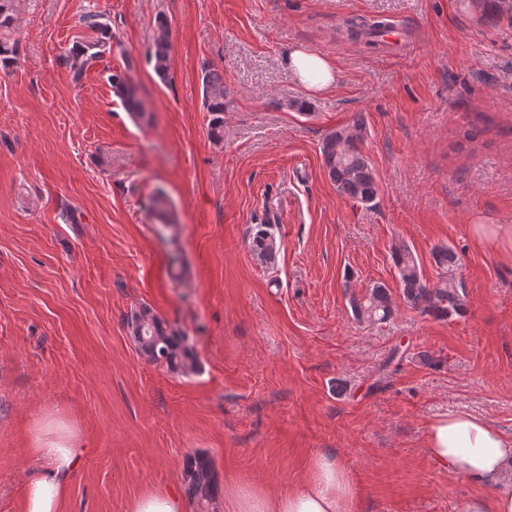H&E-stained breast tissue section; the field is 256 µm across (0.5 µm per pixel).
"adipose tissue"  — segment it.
Returning <instances> with one entry per match:
<instances>
[{
    "label": "adipose tissue",
    "mask_w": 512,
    "mask_h": 512,
    "mask_svg": "<svg viewBox=\"0 0 512 512\" xmlns=\"http://www.w3.org/2000/svg\"><path fill=\"white\" fill-rule=\"evenodd\" d=\"M295 77L319 92L336 80V67L327 57L301 48L288 52ZM425 448L439 470L478 485V493L463 500L461 512H512V437L486 418L451 412L432 419ZM88 453L64 423L44 421L34 441L36 473L24 489V512H60L68 478ZM357 485L338 458L317 456L309 475L297 484L270 494L230 479L224 483L227 512H355Z\"/></svg>",
    "instance_id": "1"
}]
</instances>
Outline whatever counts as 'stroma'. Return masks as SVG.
Segmentation results:
<instances>
[{"label": "stroma", "mask_w": 512, "mask_h": 512, "mask_svg": "<svg viewBox=\"0 0 512 512\" xmlns=\"http://www.w3.org/2000/svg\"><path fill=\"white\" fill-rule=\"evenodd\" d=\"M112 49L73 82L74 48ZM168 22L171 70L147 62ZM393 20L370 48L349 21ZM17 55L0 67V512H23L33 419L77 426L89 453L62 512H128L150 487L182 490L187 457L277 492L337 456L361 512H459L473 486L436 469L425 429L453 411L512 436V257L478 246V221L512 225V22L463 0H22ZM331 58L308 91L289 48ZM129 76L146 116L111 82ZM223 71L212 134L201 70ZM306 102L308 114L292 109ZM362 119L374 205L338 194L321 143ZM174 223H152L156 191ZM255 224L275 255L257 258ZM453 248L466 312L407 305L391 258ZM387 286L383 324L350 300ZM149 310L197 359L182 375L142 356L128 327ZM103 18V14L92 12L86 14L82 18L83 23L89 29L100 32L103 35V38L102 40L89 43L73 53L71 69L73 72V79L75 81L82 78L84 71L89 68L92 61L98 59L102 55L103 51L107 48H112V44L110 43V40H112V30L108 22L100 21ZM101 48H103V50H101ZM250 245L254 255L261 259L271 258L276 253V240L272 225L255 224L251 229Z\"/></svg>", "instance_id": "obj_1"}]
</instances>
